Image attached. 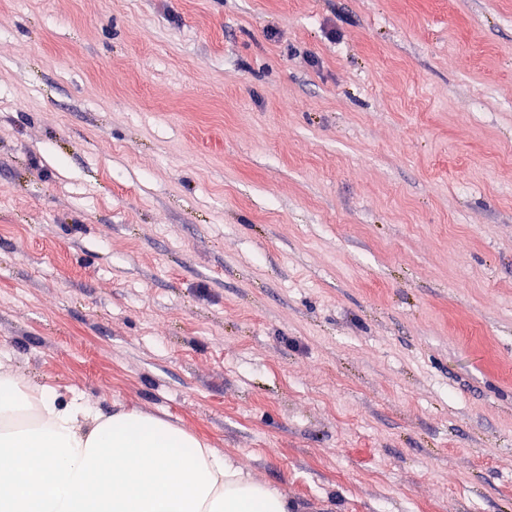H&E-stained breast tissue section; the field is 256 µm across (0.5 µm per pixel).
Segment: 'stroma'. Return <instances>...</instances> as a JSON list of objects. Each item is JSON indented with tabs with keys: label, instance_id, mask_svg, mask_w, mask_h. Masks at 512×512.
<instances>
[{
	"label": "stroma",
	"instance_id": "35a3bbf8",
	"mask_svg": "<svg viewBox=\"0 0 512 512\" xmlns=\"http://www.w3.org/2000/svg\"><path fill=\"white\" fill-rule=\"evenodd\" d=\"M0 363L512 512V0H0Z\"/></svg>",
	"mask_w": 512,
	"mask_h": 512
}]
</instances>
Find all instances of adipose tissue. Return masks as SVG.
Returning a JSON list of instances; mask_svg holds the SVG:
<instances>
[{
  "mask_svg": "<svg viewBox=\"0 0 512 512\" xmlns=\"http://www.w3.org/2000/svg\"><path fill=\"white\" fill-rule=\"evenodd\" d=\"M0 512H306L171 420L104 415L0 364Z\"/></svg>",
  "mask_w": 512,
  "mask_h": 512,
  "instance_id": "adipose-tissue-1",
  "label": "adipose tissue"
}]
</instances>
